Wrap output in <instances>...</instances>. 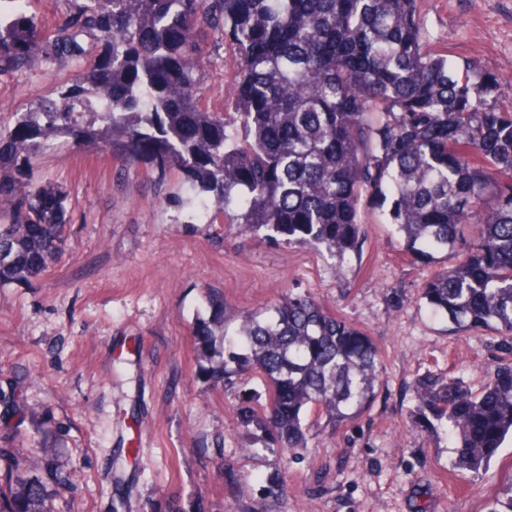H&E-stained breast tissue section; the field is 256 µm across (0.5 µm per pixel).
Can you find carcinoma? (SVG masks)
Wrapping results in <instances>:
<instances>
[{"label":"carcinoma","mask_w":512,"mask_h":512,"mask_svg":"<svg viewBox=\"0 0 512 512\" xmlns=\"http://www.w3.org/2000/svg\"><path fill=\"white\" fill-rule=\"evenodd\" d=\"M0 0V77L88 62L71 86L0 127V287L29 284L63 252L67 196L28 170L60 137L122 164L177 170L206 195L208 224L278 244L358 254L360 204L385 192V221L415 258L443 266L422 298L453 329L512 345V109L491 80L448 62L423 39L417 0H64L49 27ZM238 58L220 108L201 95L206 37ZM193 324L208 380L247 384L236 420L291 456L309 447L317 411L355 421L375 397L371 339L309 291L231 325L224 296ZM416 424L444 432L451 466L476 475L512 436V366L477 391L446 374L415 381ZM5 412H22L15 388ZM487 512H512V486ZM0 512H45L44 484L0 448Z\"/></svg>","instance_id":"cac0c4a2"}]
</instances>
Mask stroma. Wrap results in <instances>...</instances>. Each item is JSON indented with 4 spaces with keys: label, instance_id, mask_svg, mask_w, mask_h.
Returning a JSON list of instances; mask_svg holds the SVG:
<instances>
[{
    "label": "stroma",
    "instance_id": "stroma-1",
    "mask_svg": "<svg viewBox=\"0 0 512 512\" xmlns=\"http://www.w3.org/2000/svg\"><path fill=\"white\" fill-rule=\"evenodd\" d=\"M427 44L512 106V0H418ZM202 94L224 100L235 56L208 39ZM81 68L0 79V123L72 84ZM32 179L67 195L63 253L29 284L0 288V387L21 391L26 420L0 410V448L46 486L47 512H484L512 486V439L478 477L452 470L446 437L413 426V383L452 373L474 389L512 363L487 331L458 335L421 297L443 255H405L380 198L363 201V243L344 262L306 243L273 244L202 224L182 174L56 141ZM309 290L377 346L376 397L333 428L313 421L302 460L281 466L259 431L236 421L237 391L208 381L192 326L208 291L232 313ZM138 454H131L130 444Z\"/></svg>",
    "mask_w": 512,
    "mask_h": 512
}]
</instances>
